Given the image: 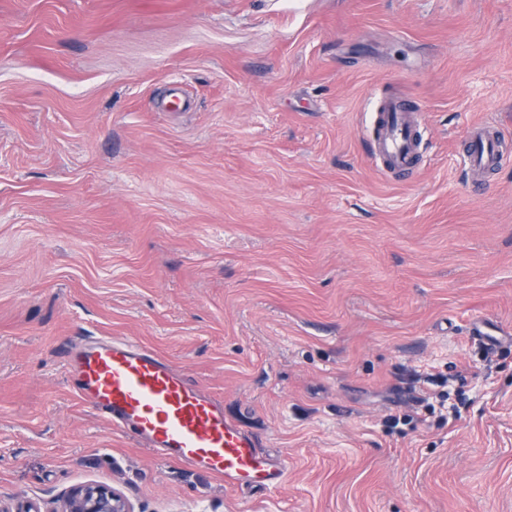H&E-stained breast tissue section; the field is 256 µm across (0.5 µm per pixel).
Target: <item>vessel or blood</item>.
Masks as SVG:
<instances>
[{
	"instance_id": "obj_1",
	"label": "vessel or blood",
	"mask_w": 512,
	"mask_h": 512,
	"mask_svg": "<svg viewBox=\"0 0 512 512\" xmlns=\"http://www.w3.org/2000/svg\"><path fill=\"white\" fill-rule=\"evenodd\" d=\"M374 125L375 153L385 170L410 171L415 130L403 102L378 104ZM467 157L478 176L499 164L500 132L493 124L472 127ZM66 370L85 404L156 456L207 470L230 489L272 490L284 483V465L263 451L260 438L227 418L221 402L153 351L97 339L72 348Z\"/></svg>"
}]
</instances>
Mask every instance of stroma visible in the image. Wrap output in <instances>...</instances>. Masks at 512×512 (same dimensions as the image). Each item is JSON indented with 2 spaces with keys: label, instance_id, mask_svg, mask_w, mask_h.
I'll return each mask as SVG.
<instances>
[{
  "label": "stroma",
  "instance_id": "35a3bbf8",
  "mask_svg": "<svg viewBox=\"0 0 512 512\" xmlns=\"http://www.w3.org/2000/svg\"><path fill=\"white\" fill-rule=\"evenodd\" d=\"M389 95L419 114L400 180ZM95 336L209 391L285 483L113 430L64 367ZM87 483L135 512H512V0H0V498ZM375 153L391 172H407L412 169L415 152L414 127L402 101L388 99L375 110ZM467 157L471 171L478 177L500 162V132L490 123L472 126L468 134Z\"/></svg>",
  "mask_w": 512,
  "mask_h": 512
}]
</instances>
